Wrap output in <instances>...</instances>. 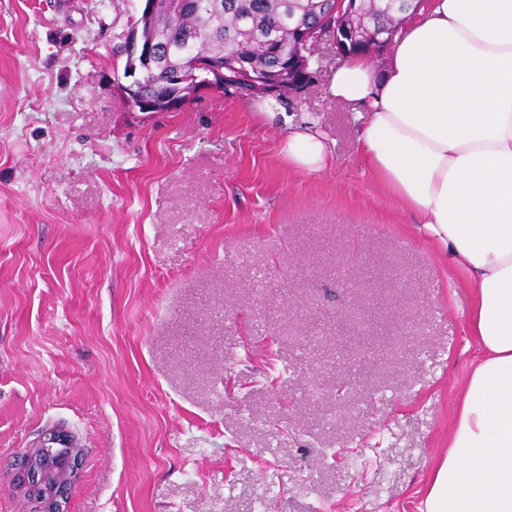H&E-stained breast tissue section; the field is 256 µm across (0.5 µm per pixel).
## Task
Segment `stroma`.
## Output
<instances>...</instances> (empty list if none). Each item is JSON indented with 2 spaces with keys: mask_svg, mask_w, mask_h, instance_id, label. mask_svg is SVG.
<instances>
[{
  "mask_svg": "<svg viewBox=\"0 0 512 512\" xmlns=\"http://www.w3.org/2000/svg\"><path fill=\"white\" fill-rule=\"evenodd\" d=\"M139 0H0V463L61 424L67 512H418L478 357L469 293L359 164L228 92L142 112L112 88ZM352 385L337 398L335 386ZM254 110L262 121L281 117L280 126L286 131L282 138L281 156L289 170L310 175L320 173L331 165L333 147L313 118L296 121L294 115H289L281 105L267 97L257 98Z\"/></svg>",
  "mask_w": 512,
  "mask_h": 512,
  "instance_id": "1",
  "label": "stroma"
}]
</instances>
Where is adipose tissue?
Here are the masks:
<instances>
[{
    "label": "adipose tissue",
    "mask_w": 512,
    "mask_h": 512,
    "mask_svg": "<svg viewBox=\"0 0 512 512\" xmlns=\"http://www.w3.org/2000/svg\"><path fill=\"white\" fill-rule=\"evenodd\" d=\"M327 93L355 112L361 165L471 290L480 356L420 512H512V0H426L383 74L370 55L347 57ZM254 110L279 119L289 170L330 166L313 118L266 97Z\"/></svg>",
    "instance_id": "obj_1"
}]
</instances>
